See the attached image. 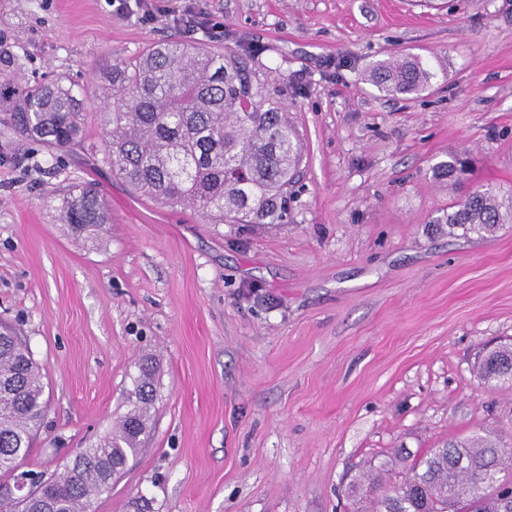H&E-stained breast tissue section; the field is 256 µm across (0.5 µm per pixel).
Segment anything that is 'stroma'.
I'll list each match as a JSON object with an SVG mask.
<instances>
[{
    "mask_svg": "<svg viewBox=\"0 0 512 512\" xmlns=\"http://www.w3.org/2000/svg\"><path fill=\"white\" fill-rule=\"evenodd\" d=\"M0 0L25 81L88 100L64 154L0 127V323L17 328L48 411L20 471L108 435L144 358L152 429L94 512H350L351 480L396 448L512 440V389L474 376L512 340V224L451 236L430 220L481 185L512 190V0ZM191 9L224 25H175ZM172 39L245 55L285 103L302 163L280 224H215L141 196L101 163L95 72ZM397 53L437 67L419 95L361 74ZM468 159L444 185L433 166ZM93 184L102 240L70 235L63 195Z\"/></svg>",
    "mask_w": 512,
    "mask_h": 512,
    "instance_id": "obj_1",
    "label": "stroma"
}]
</instances>
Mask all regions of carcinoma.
<instances>
[{
	"instance_id": "cac0c4a2",
	"label": "carcinoma",
	"mask_w": 512,
	"mask_h": 512,
	"mask_svg": "<svg viewBox=\"0 0 512 512\" xmlns=\"http://www.w3.org/2000/svg\"><path fill=\"white\" fill-rule=\"evenodd\" d=\"M107 85L102 162L136 192L168 205H191L220 224H278L288 215V185L301 160L299 135L284 105L253 86L244 61L179 40L128 63L97 67ZM431 65L400 54L366 69L361 80L381 91L418 94L431 85ZM0 124L33 142L72 153L82 148L84 98L63 76L21 83L15 58H0ZM456 155L434 166L448 182L464 173ZM71 234L99 240L110 218L90 186L61 202ZM448 233L493 236L512 223V192L475 190L432 220ZM485 386L512 389V344L488 352L477 366ZM40 369L8 328L0 329V475L13 476L46 410ZM153 368L140 367L116 430L78 451L59 472L40 475L20 500L1 491L0 512H92L150 434ZM512 443L480 436L451 440L413 460L378 489L360 475L351 496L369 488L368 512H512Z\"/></svg>"
}]
</instances>
